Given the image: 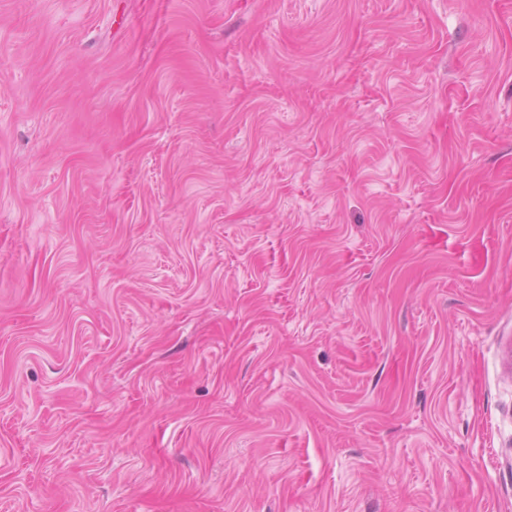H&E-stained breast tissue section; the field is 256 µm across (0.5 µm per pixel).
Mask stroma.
<instances>
[{
  "instance_id": "1",
  "label": "stroma",
  "mask_w": 512,
  "mask_h": 512,
  "mask_svg": "<svg viewBox=\"0 0 512 512\" xmlns=\"http://www.w3.org/2000/svg\"><path fill=\"white\" fill-rule=\"evenodd\" d=\"M0 512H512V0H0Z\"/></svg>"
}]
</instances>
